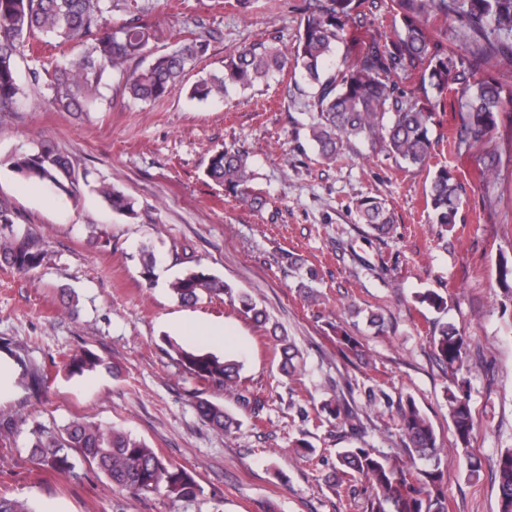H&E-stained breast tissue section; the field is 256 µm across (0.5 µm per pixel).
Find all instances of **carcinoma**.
Instances as JSON below:
<instances>
[{"label":"carcinoma","mask_w":512,"mask_h":512,"mask_svg":"<svg viewBox=\"0 0 512 512\" xmlns=\"http://www.w3.org/2000/svg\"><path fill=\"white\" fill-rule=\"evenodd\" d=\"M391 25L356 41L366 28L376 0H306L297 39L291 50L258 41L224 57V70L200 77L185 88L186 72L203 54L201 37L183 41L169 53L153 57L146 66L137 62L155 37V29L136 15L119 26L112 12L121 0H0V112L13 111L23 95L17 78V59L25 56L28 39L35 33L59 44L84 46L78 57L65 58L55 67L48 103L63 112H88L97 102L104 79L116 70L133 103H151L177 91L206 101L223 98L232 90H248L268 82L288 69L300 71L311 89L309 139L327 165L336 163L342 150L361 143L369 151H382L400 166H429L434 149L431 128L437 109L448 91L464 98L462 124L455 137L457 149H471L485 142L497 128L498 114L512 105V81L493 75L491 63L512 58V0H390ZM458 22L453 42H448V19ZM343 48L341 64L329 59ZM15 173L29 181L51 185L76 198L88 185L72 159L45 142L32 153L7 159ZM206 176L252 208L266 199L254 187V171L243 153L226 148L212 154ZM462 186L446 167L433 171L426 191V207L433 223L444 228L456 223ZM96 192L112 211L138 217L134 202L123 189L101 183ZM359 222L378 236L390 234L393 213L379 198L358 202ZM11 206L0 200V266L27 273L47 258L43 235L34 230H13ZM174 297L193 305L202 295L227 293L223 279L198 266L186 268L169 284ZM241 310L257 324L267 320L248 294L238 296ZM336 346L344 358L359 354V342L341 326L333 328ZM280 369L287 376L301 371L298 352L282 334ZM168 345L180 365L194 378L231 392L241 364L234 359ZM440 361L459 370L464 365L465 343L460 331L444 323L432 338ZM101 358L88 348L68 358L72 374L93 371ZM195 408L212 429L229 436L239 420L223 404L201 395ZM321 409L338 419L353 418L340 399L323 402ZM400 430L412 456L430 462L417 484L408 482L398 463L370 448H348L338 454L335 470L326 477L331 487L359 475L371 488V512H448L443 491L441 448L435 429L416 402L408 398L397 405ZM448 416L456 445L463 451L473 435L475 422L469 399L448 394ZM96 467L115 486L133 494H156L177 501H192L202 488L194 473L165 462L145 441L114 426L76 419L59 434L35 433L32 458L55 471L74 468L73 455ZM500 512H512V448L496 459Z\"/></svg>","instance_id":"1"}]
</instances>
